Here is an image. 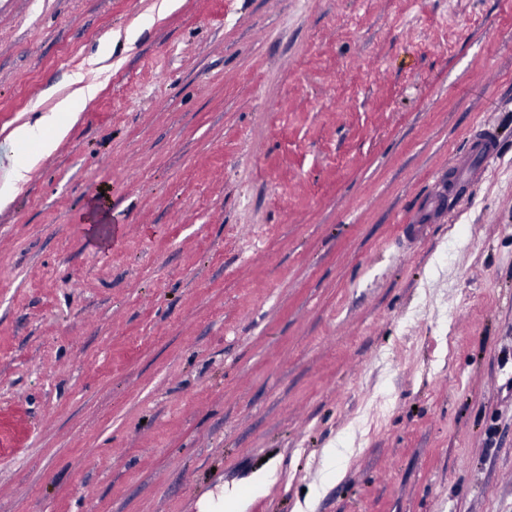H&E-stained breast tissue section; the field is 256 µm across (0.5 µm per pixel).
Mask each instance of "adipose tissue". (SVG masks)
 I'll return each instance as SVG.
<instances>
[{
  "mask_svg": "<svg viewBox=\"0 0 512 512\" xmlns=\"http://www.w3.org/2000/svg\"><path fill=\"white\" fill-rule=\"evenodd\" d=\"M89 86L74 89L57 101L51 111L35 118L18 115L0 131L16 150L0 168V208L13 203L41 161L51 155L79 119L81 112L95 98Z\"/></svg>",
  "mask_w": 512,
  "mask_h": 512,
  "instance_id": "adipose-tissue-1",
  "label": "adipose tissue"
}]
</instances>
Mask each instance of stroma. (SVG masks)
<instances>
[{"instance_id":"stroma-1","label":"stroma","mask_w":512,"mask_h":512,"mask_svg":"<svg viewBox=\"0 0 512 512\" xmlns=\"http://www.w3.org/2000/svg\"><path fill=\"white\" fill-rule=\"evenodd\" d=\"M87 85L0 209V512H512V0H0V127Z\"/></svg>"}]
</instances>
